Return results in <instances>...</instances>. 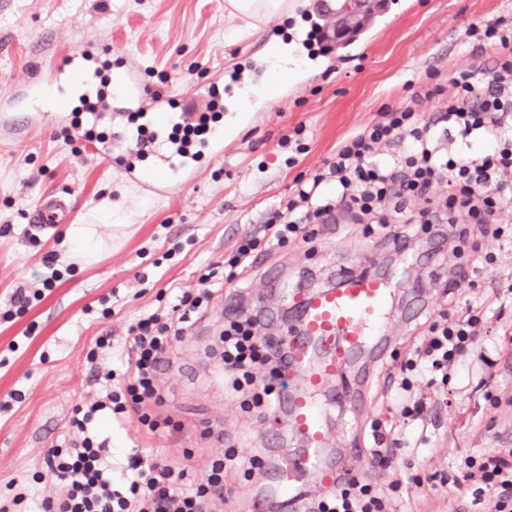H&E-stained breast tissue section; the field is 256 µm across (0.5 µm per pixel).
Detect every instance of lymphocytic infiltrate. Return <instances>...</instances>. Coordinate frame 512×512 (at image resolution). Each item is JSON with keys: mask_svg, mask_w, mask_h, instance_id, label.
Returning <instances> with one entry per match:
<instances>
[{"mask_svg": "<svg viewBox=\"0 0 512 512\" xmlns=\"http://www.w3.org/2000/svg\"><path fill=\"white\" fill-rule=\"evenodd\" d=\"M465 34L496 50L487 79L479 80L477 69L469 67L454 70L446 86H409L402 103L382 108L370 123L344 136L326 170L297 180L286 206L269 213L264 238L241 239L226 282L242 280L257 255L285 246L305 225L325 222L335 212L381 239L406 242L413 221L406 205L417 198L425 199L428 213L440 215L451 237L490 233L501 242L512 241V226L498 222L504 210L512 209V186L502 179L512 171V17L470 24ZM427 102L432 105L428 113L422 109ZM448 131L483 147L448 156L438 147ZM382 145L397 151L378 159ZM442 183L448 186L447 197L432 196V187ZM212 294L209 287L193 292L175 288L169 310L140 315L128 327L123 348H113L111 336L96 338V347L110 353L119 367L104 375L98 399L75 407L67 435L46 452L45 473L59 493L42 499L38 512H212L214 502L223 499L224 474L237 459L235 449L213 458L198 481L189 479L187 469L130 455L122 470L124 487L118 490L112 486V448L91 430L98 419L119 425L133 420L138 428L158 429L150 414L164 401L158 375ZM484 315L480 305L455 319L442 313L398 362L399 382L383 417L371 424L367 447L385 482H351L306 504L304 512H388L423 486L435 492L449 486L464 489L474 506L492 492L497 512H512V449L466 456L451 480L411 475L398 463L403 449L429 445L434 437L429 428L433 404L414 397V385L431 387L448 377L459 357L477 346L475 328ZM258 322L240 310L225 324L224 380L233 391L250 393L255 406L271 411L277 400L273 381L287 363L275 337L257 333ZM259 365L267 369L266 379H256Z\"/></svg>", "mask_w": 512, "mask_h": 512, "instance_id": "1", "label": "lymphocytic infiltrate"}]
</instances>
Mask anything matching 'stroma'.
Returning <instances> with one entry per match:
<instances>
[{
  "label": "stroma",
  "instance_id": "35a3bbf8",
  "mask_svg": "<svg viewBox=\"0 0 512 512\" xmlns=\"http://www.w3.org/2000/svg\"><path fill=\"white\" fill-rule=\"evenodd\" d=\"M307 2L288 0L287 18L250 28L225 11L224 0H0V98L20 87L36 61L52 70L84 40L98 45L100 63L117 71L132 66L149 88L171 94L174 112L193 85L211 83L220 94L230 93L237 67L262 50L269 30L297 43L300 65L265 111L252 113L225 142L223 157L201 158L193 180L163 196L142 193L64 127L37 125L19 134L0 129V310L10 309L14 288L40 286L48 252L57 253L61 272L55 288L24 315L0 321V400L15 390L23 395L0 414V500L17 491L29 495L15 512H34L37 500L55 493L39 477L44 455L66 433L74 407L95 395L94 374L112 367L105 354L89 360L96 338L108 333L122 346L139 315L167 309L171 288L199 287L209 274L223 282L220 266L243 236L262 234L268 213L287 201L296 178L310 176L347 133L401 101L408 83L424 81L431 71L449 75L474 60L492 65L493 51L466 40L465 29L512 15V0H384L372 27L312 71L318 46L309 38ZM300 124L307 147L301 155L287 142ZM61 191L74 207L71 223L50 232L30 225L27 214L39 197ZM82 225L91 230L86 252L71 235ZM315 230L314 243H289L248 275L258 308L278 310L277 333L288 329V308L267 292L272 274L296 288H321L339 271L371 263L389 268L409 293L423 294L427 315L444 310L433 282L449 274L452 245L434 265L424 259L433 243L422 230L405 252L369 236L361 224H319ZM480 245L495 263L484 266L477 287L464 283L456 290L457 298L473 304L493 301L497 288L512 283V250H500L491 238ZM223 329L224 295L217 292L160 376L164 402L155 413L169 426L151 433L97 424L117 458L134 452L162 457L197 478L228 447L280 467L297 452L301 443L285 433V414L245 409L225 390L211 354ZM478 334L477 349L462 358L447 389L426 391L440 402L437 439L427 448L403 450L401 461L413 472L452 474L466 456L512 448V305L489 315ZM387 386L382 363H375L368 414L356 420L331 409L332 450L350 447L354 431L368 430ZM226 484L223 512H249L267 492L264 478L245 465L232 468Z\"/></svg>",
  "mask_w": 512,
  "mask_h": 512
}]
</instances>
